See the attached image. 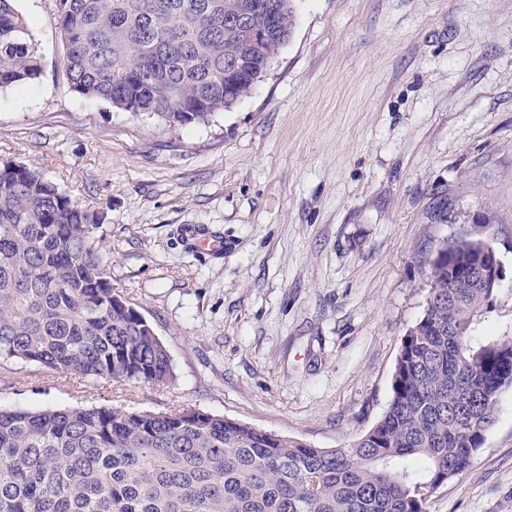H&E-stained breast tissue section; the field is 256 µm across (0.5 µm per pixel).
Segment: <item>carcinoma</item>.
Returning <instances> with one entry per match:
<instances>
[{"mask_svg": "<svg viewBox=\"0 0 512 512\" xmlns=\"http://www.w3.org/2000/svg\"><path fill=\"white\" fill-rule=\"evenodd\" d=\"M56 0L66 76L88 99L178 129L205 123L254 88L292 32V0ZM282 10L277 34L250 31ZM42 73L13 0H0V89ZM105 213L82 209L23 165H0V363L157 387L168 352L112 287ZM487 254L451 240L428 261L430 298L405 334L391 399L346 448H316L204 410L100 405L0 407V512H427L464 473L512 389V339L477 334L498 288ZM454 288H448V283Z\"/></svg>", "mask_w": 512, "mask_h": 512, "instance_id": "carcinoma-1", "label": "carcinoma"}]
</instances>
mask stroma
<instances>
[{
  "instance_id": "1",
  "label": "stroma",
  "mask_w": 512,
  "mask_h": 512,
  "mask_svg": "<svg viewBox=\"0 0 512 512\" xmlns=\"http://www.w3.org/2000/svg\"><path fill=\"white\" fill-rule=\"evenodd\" d=\"M42 58L0 90V163L102 208L112 286L153 324L165 387L0 366V405L201 409L317 448L381 417L439 247L489 225L512 338V0H295L251 95L173 130L75 93L55 0H14ZM448 207L439 222V204ZM224 238L192 248L187 225ZM428 512H512V389Z\"/></svg>"
}]
</instances>
